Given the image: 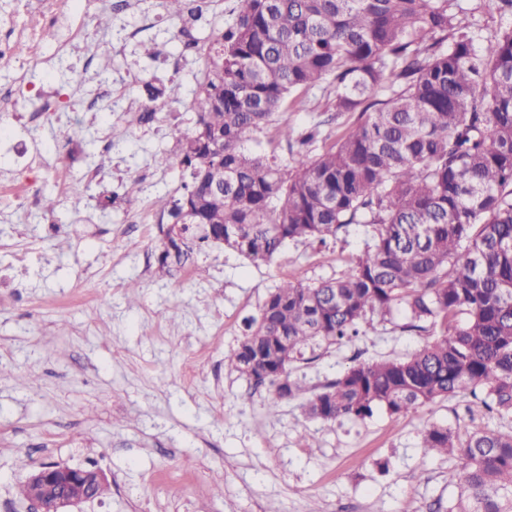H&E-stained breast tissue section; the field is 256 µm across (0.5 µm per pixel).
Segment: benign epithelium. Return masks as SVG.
Masks as SVG:
<instances>
[{"mask_svg": "<svg viewBox=\"0 0 512 512\" xmlns=\"http://www.w3.org/2000/svg\"><path fill=\"white\" fill-rule=\"evenodd\" d=\"M104 483L105 476L98 469L41 466L27 479L30 492L26 499L31 512H60L65 505L95 499L96 488Z\"/></svg>", "mask_w": 512, "mask_h": 512, "instance_id": "obj_1", "label": "benign epithelium"}]
</instances>
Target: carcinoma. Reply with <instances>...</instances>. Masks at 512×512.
I'll list each match as a JSON object with an SVG mask.
<instances>
[{"mask_svg":"<svg viewBox=\"0 0 512 512\" xmlns=\"http://www.w3.org/2000/svg\"><path fill=\"white\" fill-rule=\"evenodd\" d=\"M230 13L203 50L194 127L176 139L188 181L158 200L173 219L158 274L216 240L268 262L287 241L373 224L374 248L341 277L272 289L225 362L279 399L304 395L289 363L403 305L410 329L444 332L404 359L349 367L308 415L408 414L479 390L488 413L512 415V26L477 47L456 0H234ZM313 89L327 111L358 113L331 147L312 155L319 122L276 128L289 165L245 147ZM422 448L457 461L449 512H512V432L434 426Z\"/></svg>","mask_w":512,"mask_h":512,"instance_id":"cac0c4a2","label":"carcinoma"}]
</instances>
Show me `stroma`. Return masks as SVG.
<instances>
[{
    "label": "stroma",
    "mask_w": 512,
    "mask_h": 512,
    "mask_svg": "<svg viewBox=\"0 0 512 512\" xmlns=\"http://www.w3.org/2000/svg\"><path fill=\"white\" fill-rule=\"evenodd\" d=\"M136 2L111 24H93L57 73L28 71L36 86L56 80L62 120L15 136L42 145L71 137L67 181L81 182L83 167L93 166L88 197L59 195L51 176L0 155V178L33 181L58 198L51 215L0 203V512H27L19 490L44 463L105 474L106 494L70 512H308L313 504L321 512H448L456 462L424 454L429 425L510 432L512 417L487 413L465 393L406 415L379 407L364 419L326 422L307 414L306 397L276 400L272 387L224 362L270 290L286 279L312 285L341 276L374 246L372 227L350 225L322 244L290 241L267 262L212 245L175 277L156 273L158 225L127 218L180 195L187 172L172 151L195 124L188 104L204 64L198 52L180 59L181 19L160 0ZM146 14L153 27L122 40L119 28L139 26ZM145 42L154 57L143 54ZM87 63L112 88L94 112L75 81ZM150 84L171 88L168 106L149 122L131 121L127 104L147 97ZM318 120L334 139L356 117L328 120L318 90L308 111L277 117L298 130ZM106 128L114 132L108 149ZM163 153L170 160L157 165ZM132 178L141 191L130 199L124 184ZM105 197L112 204L104 209ZM50 223L56 233H46ZM408 321L401 307L374 316L353 341L305 350L290 376L317 392L352 365L405 357L438 333L407 330Z\"/></svg>",
    "instance_id": "1"
}]
</instances>
